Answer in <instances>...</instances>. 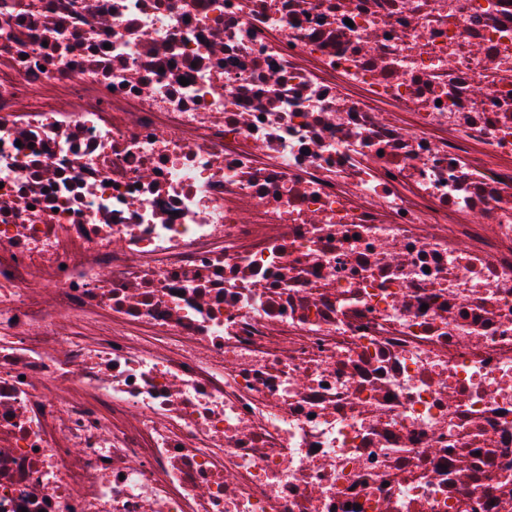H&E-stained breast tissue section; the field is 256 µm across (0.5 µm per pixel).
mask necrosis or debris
Returning a JSON list of instances; mask_svg holds the SVG:
<instances>
[{"label": "necrosis or debris", "instance_id": "obj_1", "mask_svg": "<svg viewBox=\"0 0 512 512\" xmlns=\"http://www.w3.org/2000/svg\"><path fill=\"white\" fill-rule=\"evenodd\" d=\"M512 512V0H0V512Z\"/></svg>", "mask_w": 512, "mask_h": 512}]
</instances>
